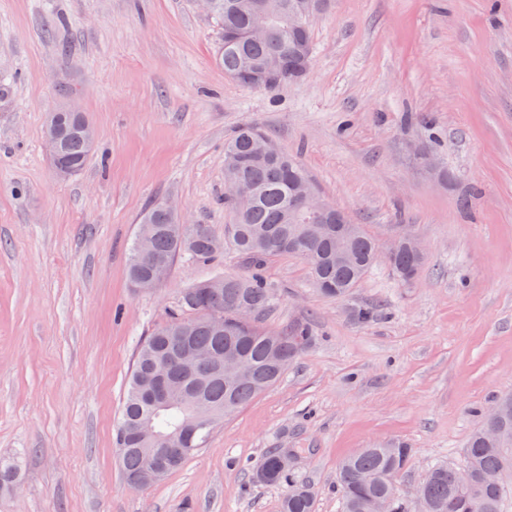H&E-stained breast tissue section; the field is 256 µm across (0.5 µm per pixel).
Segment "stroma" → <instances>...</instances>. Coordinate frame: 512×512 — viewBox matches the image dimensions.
<instances>
[{"label": "stroma", "instance_id": "1", "mask_svg": "<svg viewBox=\"0 0 512 512\" xmlns=\"http://www.w3.org/2000/svg\"><path fill=\"white\" fill-rule=\"evenodd\" d=\"M311 69L253 88L215 62L199 0H0V512H281L287 484L255 470L292 453L313 512H341V461L377 442L412 451L402 494L463 465L479 409L512 393V0H332ZM87 113L97 149L61 180L49 109ZM253 124L380 246L407 233L425 261L385 260L343 298L284 254L263 274L264 327L307 324L280 381L227 417L160 482L130 486L114 443L136 351L181 292L245 262L226 249L133 288L142 211L171 199L223 238L224 141ZM437 144L452 181L419 153ZM376 309L360 321L358 313ZM385 258L393 273L405 282L416 277L424 259L423 255L417 253L409 243L401 244Z\"/></svg>", "mask_w": 512, "mask_h": 512}]
</instances>
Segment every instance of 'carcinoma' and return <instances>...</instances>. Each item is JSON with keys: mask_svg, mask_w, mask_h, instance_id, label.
Instances as JSON below:
<instances>
[{"mask_svg": "<svg viewBox=\"0 0 512 512\" xmlns=\"http://www.w3.org/2000/svg\"><path fill=\"white\" fill-rule=\"evenodd\" d=\"M297 0H214L211 16L221 30L216 61L230 77L243 61L264 63L284 53L295 61L299 40L312 43L309 30L288 25V14ZM263 8L275 16V27L267 38L249 36L255 10ZM83 112H61L57 121L47 120L45 133L56 132L61 159L81 170L94 152L76 130ZM270 138L253 125L241 127L224 144V209L233 223L224 225V243L249 265L246 276L222 277L223 288L206 296L198 288L186 289L164 326L140 344L134 358L124 396L115 442L129 484L138 483L147 468L150 444L138 440L134 427L147 425L157 434H185L194 451L205 447L213 428L282 375L279 361L292 362L308 345L310 330L295 325L282 332L261 327L274 310L275 298L264 281L262 267L284 253L307 263L315 287L325 296L342 298L356 287L377 261L378 244L363 225L348 222L341 238L331 228L323 238L308 234L311 219L296 211V186L308 177L302 164L279 151L270 156L264 146ZM252 192L250 205L242 209L232 187ZM128 273L130 279L151 274V257H161L168 267L187 256L210 261L218 256L216 238L206 224H191L180 230L173 217L153 201L141 216ZM393 273L402 281L413 280L423 256L403 243L386 257ZM189 347L209 354V361L186 375L175 362L177 348ZM228 354L245 358L252 367L248 378L228 379L218 361ZM499 412L493 419L483 416L471 434L461 467L453 464L431 467L418 492L429 512H504V499L512 490V393L496 398ZM207 417V426L193 428V421ZM281 452L267 454L257 478L282 483L289 474L275 467ZM410 449L400 442L376 443L345 459L338 470L337 489L342 512H370L378 499L391 501V512H406L398 496L397 477L408 467ZM282 512H312L307 488L293 485L282 504Z\"/></svg>", "mask_w": 512, "mask_h": 512, "instance_id": "1", "label": "carcinoma"}]
</instances>
